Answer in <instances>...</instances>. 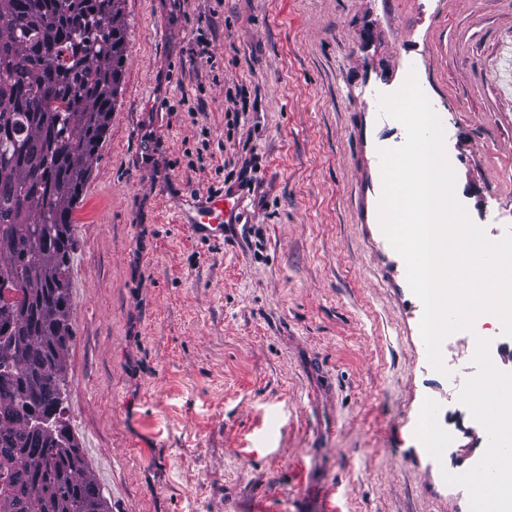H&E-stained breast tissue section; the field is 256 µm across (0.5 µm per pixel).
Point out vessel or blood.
<instances>
[{"label": "vessel or blood", "mask_w": 512, "mask_h": 512, "mask_svg": "<svg viewBox=\"0 0 512 512\" xmlns=\"http://www.w3.org/2000/svg\"><path fill=\"white\" fill-rule=\"evenodd\" d=\"M241 210V195L236 189L227 188L204 196H186L176 211V218L195 236L220 241L230 226L238 224Z\"/></svg>", "instance_id": "1"}]
</instances>
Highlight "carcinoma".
<instances>
[{"label":"carcinoma","mask_w":512,"mask_h":512,"mask_svg":"<svg viewBox=\"0 0 512 512\" xmlns=\"http://www.w3.org/2000/svg\"><path fill=\"white\" fill-rule=\"evenodd\" d=\"M124 0H0V512H105L65 414L72 212L125 64Z\"/></svg>","instance_id":"carcinoma-1"}]
</instances>
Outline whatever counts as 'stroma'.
Wrapping results in <instances>:
<instances>
[{"label":"stroma","instance_id":"stroma-1","mask_svg":"<svg viewBox=\"0 0 512 512\" xmlns=\"http://www.w3.org/2000/svg\"><path fill=\"white\" fill-rule=\"evenodd\" d=\"M126 63L73 211L68 423L108 512H470L442 472L484 434L458 399L485 314L428 363L376 222L370 88L406 68L456 195L512 227V0H125ZM238 187L223 243L174 221ZM434 398L453 440L415 437Z\"/></svg>","mask_w":512,"mask_h":512}]
</instances>
